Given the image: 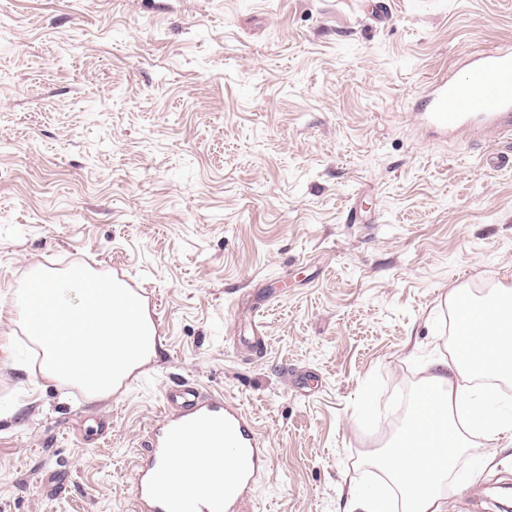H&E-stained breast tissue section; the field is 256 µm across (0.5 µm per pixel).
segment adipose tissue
Listing matches in <instances>:
<instances>
[{
    "label": "adipose tissue",
    "mask_w": 512,
    "mask_h": 512,
    "mask_svg": "<svg viewBox=\"0 0 512 512\" xmlns=\"http://www.w3.org/2000/svg\"><path fill=\"white\" fill-rule=\"evenodd\" d=\"M454 322V355L437 359L417 391L409 420L387 449L374 458L397 490L401 512H446L441 487L470 450L467 429L489 437L512 436V418L486 412L484 394L461 392L457 377L512 379V286L479 297L467 289L448 294ZM210 449L173 462L172 489L196 494L205 484Z\"/></svg>",
    "instance_id": "ef3b65f1"
}]
</instances>
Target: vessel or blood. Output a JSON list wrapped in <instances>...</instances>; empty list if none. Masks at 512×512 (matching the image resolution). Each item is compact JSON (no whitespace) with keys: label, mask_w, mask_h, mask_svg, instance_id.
Wrapping results in <instances>:
<instances>
[{"label":"vessel or blood","mask_w":512,"mask_h":512,"mask_svg":"<svg viewBox=\"0 0 512 512\" xmlns=\"http://www.w3.org/2000/svg\"><path fill=\"white\" fill-rule=\"evenodd\" d=\"M465 76L442 75L430 87L427 124L453 134L478 124L499 129L512 124V49L469 55ZM162 422L151 432L141 462L135 463L136 512H240L269 450L241 408L220 394L201 393L183 381L166 394ZM189 448H226L234 463L223 478L195 497H176L169 485L171 463Z\"/></svg>","instance_id":"vessel-or-blood-1"}]
</instances>
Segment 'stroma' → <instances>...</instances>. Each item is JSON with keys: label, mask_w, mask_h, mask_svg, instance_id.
Returning a JSON list of instances; mask_svg holds the SVG:
<instances>
[{"label": "stroma", "mask_w": 512, "mask_h": 512, "mask_svg": "<svg viewBox=\"0 0 512 512\" xmlns=\"http://www.w3.org/2000/svg\"><path fill=\"white\" fill-rule=\"evenodd\" d=\"M503 45L512 0H0V512H134L181 380L271 448L243 512H361L450 289L512 284V134L419 119ZM77 264L146 287L164 344L96 403L41 376L15 304ZM444 501L512 507V441L476 439Z\"/></svg>", "instance_id": "obj_1"}]
</instances>
